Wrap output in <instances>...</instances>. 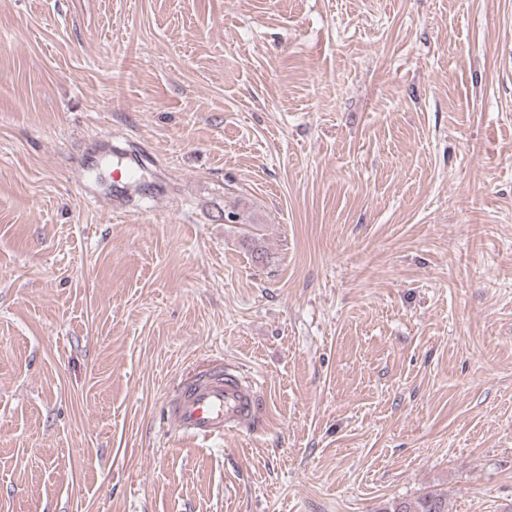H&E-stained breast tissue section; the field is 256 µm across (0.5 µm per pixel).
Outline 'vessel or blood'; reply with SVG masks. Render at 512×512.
Instances as JSON below:
<instances>
[{
	"label": "vessel or blood",
	"mask_w": 512,
	"mask_h": 512,
	"mask_svg": "<svg viewBox=\"0 0 512 512\" xmlns=\"http://www.w3.org/2000/svg\"><path fill=\"white\" fill-rule=\"evenodd\" d=\"M260 414L254 379L233 368L200 376L175 393L166 408L177 431L203 439H220L254 426Z\"/></svg>",
	"instance_id": "vessel-or-blood-1"
}]
</instances>
